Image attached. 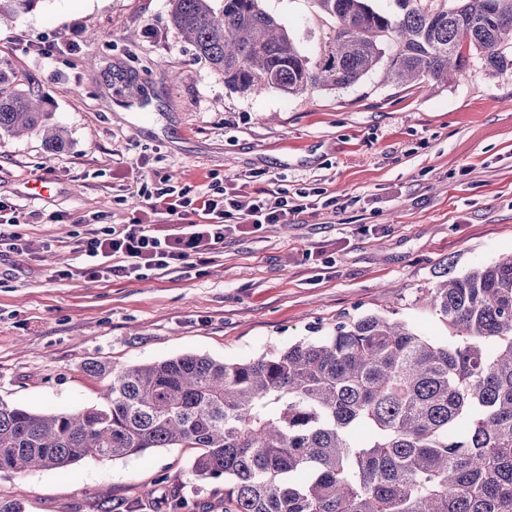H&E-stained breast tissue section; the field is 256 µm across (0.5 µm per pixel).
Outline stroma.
<instances>
[{
    "instance_id": "stroma-1",
    "label": "stroma",
    "mask_w": 512,
    "mask_h": 512,
    "mask_svg": "<svg viewBox=\"0 0 512 512\" xmlns=\"http://www.w3.org/2000/svg\"><path fill=\"white\" fill-rule=\"evenodd\" d=\"M309 56L334 24L316 0H261ZM170 0H38L0 24V60L67 132L0 137V200L28 214L21 254L0 251V401L32 412L103 404L121 366L186 353L239 360L382 315L446 338L423 298L512 252V67L471 56L448 82L395 84L375 69L344 89L241 92L198 59ZM42 41L62 52L47 64ZM322 188L295 224L224 241L190 273L59 278L89 227H121L163 182L269 176ZM190 448L0 473L24 512H224L223 479L197 480Z\"/></svg>"
}]
</instances>
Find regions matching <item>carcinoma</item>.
<instances>
[{"label": "carcinoma", "mask_w": 512, "mask_h": 512, "mask_svg": "<svg viewBox=\"0 0 512 512\" xmlns=\"http://www.w3.org/2000/svg\"><path fill=\"white\" fill-rule=\"evenodd\" d=\"M38 0H0L19 15ZM335 20L306 55L258 0H171L198 58L239 91L347 88L377 66L445 83L469 57L512 66V0H317ZM34 88L0 64V135L40 129ZM424 304L446 341L367 314L236 361L194 354L112 369L104 404L34 413L0 402V471L195 448L224 512H512V253L446 279Z\"/></svg>", "instance_id": "cac0c4a2"}]
</instances>
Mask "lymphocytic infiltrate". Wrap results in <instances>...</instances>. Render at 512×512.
I'll return each mask as SVG.
<instances>
[{"instance_id": "1", "label": "lymphocytic infiltrate", "mask_w": 512, "mask_h": 512, "mask_svg": "<svg viewBox=\"0 0 512 512\" xmlns=\"http://www.w3.org/2000/svg\"><path fill=\"white\" fill-rule=\"evenodd\" d=\"M279 182V177L270 179L276 193L272 202L265 192L250 193L235 182L212 183L200 191L164 185L143 216L122 229L88 230L76 243L87 258L76 273L93 279L143 278L211 262L228 234L292 224L311 208L309 191L291 194Z\"/></svg>"}]
</instances>
